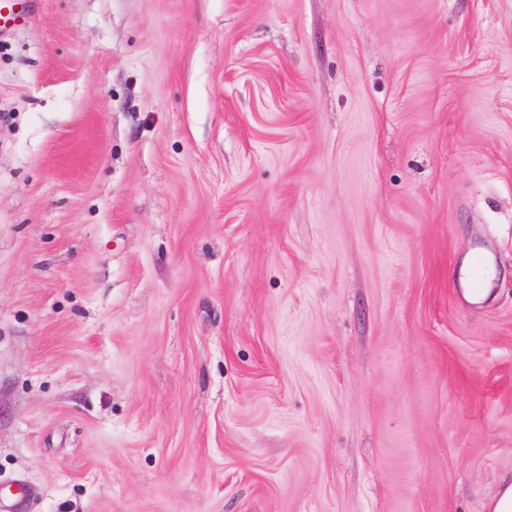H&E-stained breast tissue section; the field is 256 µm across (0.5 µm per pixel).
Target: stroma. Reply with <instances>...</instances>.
Masks as SVG:
<instances>
[{"mask_svg": "<svg viewBox=\"0 0 512 512\" xmlns=\"http://www.w3.org/2000/svg\"><path fill=\"white\" fill-rule=\"evenodd\" d=\"M509 479L512 0L0 32L16 512H488Z\"/></svg>", "mask_w": 512, "mask_h": 512, "instance_id": "obj_1", "label": "stroma"}]
</instances>
